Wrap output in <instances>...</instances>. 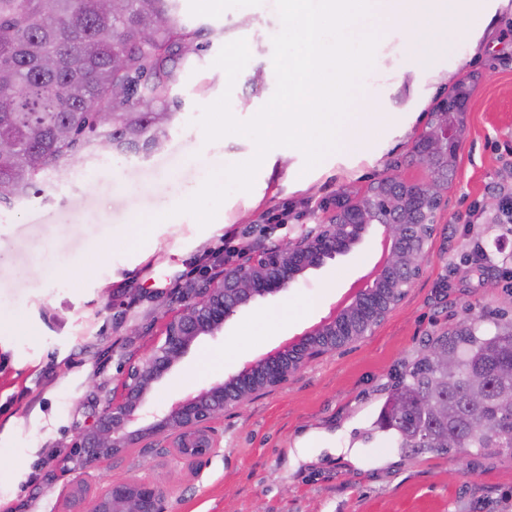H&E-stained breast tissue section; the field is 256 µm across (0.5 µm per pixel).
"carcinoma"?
Instances as JSON below:
<instances>
[{
	"label": "carcinoma",
	"mask_w": 512,
	"mask_h": 512,
	"mask_svg": "<svg viewBox=\"0 0 512 512\" xmlns=\"http://www.w3.org/2000/svg\"><path fill=\"white\" fill-rule=\"evenodd\" d=\"M204 26L190 27L177 0H0V204L44 192L46 177L107 150L148 155L176 117L173 89ZM115 120L103 125L99 110ZM463 323L435 338L399 377L378 428L410 454L512 451V408L477 413L467 379L494 397L512 390V321ZM454 360L453 375L435 352ZM448 426V439H430Z\"/></svg>",
	"instance_id": "obj_1"
}]
</instances>
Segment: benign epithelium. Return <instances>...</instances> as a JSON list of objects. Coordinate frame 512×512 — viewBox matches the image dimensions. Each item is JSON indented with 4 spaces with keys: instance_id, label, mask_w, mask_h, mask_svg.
Returning <instances> with one entry per match:
<instances>
[{
    "instance_id": "obj_1",
    "label": "benign epithelium",
    "mask_w": 512,
    "mask_h": 512,
    "mask_svg": "<svg viewBox=\"0 0 512 512\" xmlns=\"http://www.w3.org/2000/svg\"><path fill=\"white\" fill-rule=\"evenodd\" d=\"M471 93L470 86L460 83L453 95L433 103L432 120L413 145V156L430 173L427 181L412 183L397 174L381 179L314 230L273 248L250 250L208 276L192 297L180 300L165 322L161 339L146 354L125 364L120 394L104 403L92 424L75 433L64 463L79 470L94 468L161 441L168 453L193 466L219 445L216 419L282 388L299 371L346 346L348 341L340 336L351 319H357V338L372 335L424 273L452 162L463 144V118ZM375 224L383 228L385 258L348 308L227 379L166 409H149L156 386L198 341L217 337L224 323L242 308L287 291L309 271L348 254ZM165 502L166 491L157 483L123 477L96 495L82 484L74 485L67 512H166Z\"/></svg>"
}]
</instances>
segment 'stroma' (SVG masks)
Returning a JSON list of instances; mask_svg holds the SVG:
<instances>
[{
  "instance_id": "stroma-1",
  "label": "stroma",
  "mask_w": 512,
  "mask_h": 512,
  "mask_svg": "<svg viewBox=\"0 0 512 512\" xmlns=\"http://www.w3.org/2000/svg\"><path fill=\"white\" fill-rule=\"evenodd\" d=\"M178 12L210 36L175 90L181 105L163 147L145 157L100 154L51 180L44 194L0 206V314L19 320L15 331L0 332V512H67L73 484L98 493L126 476L162 485L167 512H512V456L475 448L406 456L382 437H364L386 388L429 339L478 316L512 319V270L479 266L474 255L479 247L512 252V234L494 222L512 190V0L477 46L456 43L431 71L414 67L403 23L379 28L358 96L377 112L412 113L404 134L362 154L335 153L310 171L301 151L274 152L251 192L231 193L209 225L183 214L152 227L139 245L132 212L152 215L255 151L242 135L205 142L202 107L227 90L233 115L246 120L276 89V0H219L211 8L179 0ZM239 38L251 58L231 85L214 60ZM459 80L473 92L424 275L372 336L225 415L216 424L219 446L201 463L135 448L88 470L59 469L77 429L119 393L124 363L160 337L169 302L192 293L207 271L245 247L299 235L326 219L325 204L356 201L384 176L425 181L412 147L434 100ZM380 239L372 231L351 253L202 339L157 387L151 408L224 380L327 317L372 268ZM35 265L44 276L27 277ZM262 318L287 324L263 333L255 328Z\"/></svg>"
}]
</instances>
